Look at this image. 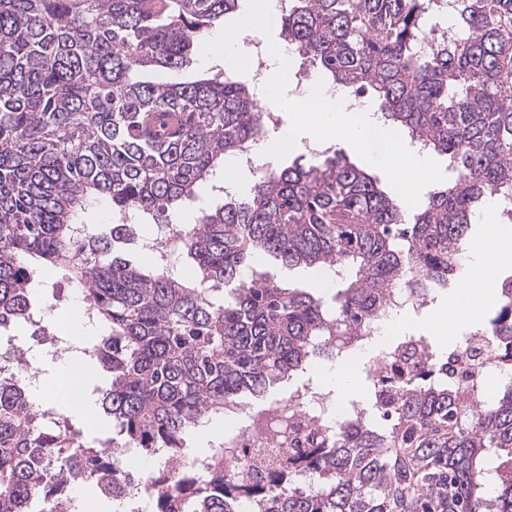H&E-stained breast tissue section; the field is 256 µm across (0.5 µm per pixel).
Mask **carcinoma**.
<instances>
[{"label": "carcinoma", "instance_id": "1", "mask_svg": "<svg viewBox=\"0 0 512 512\" xmlns=\"http://www.w3.org/2000/svg\"><path fill=\"white\" fill-rule=\"evenodd\" d=\"M453 7L458 26L427 37ZM240 0H0V327L32 312L33 270L63 268L103 326L90 355L110 380L98 396L112 437L48 431L23 375L0 376V512H48L71 499L73 455L96 467L82 483L112 500L110 464L124 448L178 458L224 402L267 398L347 336L338 310L377 311L394 288L435 300L455 283L479 208L512 202V0H285L282 36L321 76L372 92L384 118L453 165L412 208L336 154L271 165L246 200L182 219L224 158L266 137L272 115L234 73L176 83L197 37ZM106 205L111 221L84 225ZM175 227L192 275L125 246L139 226ZM345 267L329 300L281 283L261 260ZM474 333L512 366V295ZM431 350L385 395L369 378L374 421L355 422L306 458L302 485L272 487L265 512H512V383L486 400L471 376L448 381ZM218 448L207 483L182 494L177 471L150 489L155 512H241Z\"/></svg>", "mask_w": 512, "mask_h": 512}]
</instances>
